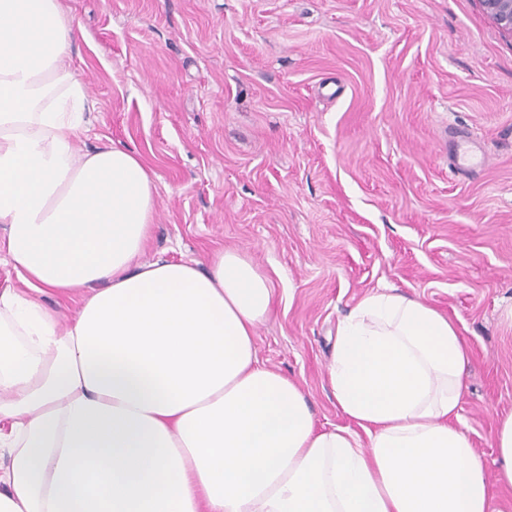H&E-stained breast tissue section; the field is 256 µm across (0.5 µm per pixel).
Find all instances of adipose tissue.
Returning <instances> with one entry per match:
<instances>
[{"label": "adipose tissue", "instance_id": "adipose-tissue-1", "mask_svg": "<svg viewBox=\"0 0 512 512\" xmlns=\"http://www.w3.org/2000/svg\"><path fill=\"white\" fill-rule=\"evenodd\" d=\"M76 28L60 0H0V249L25 285L0 292V512H495L447 317L365 296L328 364L354 426L320 430L258 358L273 290L250 259L140 261L156 185L134 151L77 148ZM33 296L44 308L56 313L62 321H65L69 315H72L76 308L74 301L60 298L51 292L34 293Z\"/></svg>", "mask_w": 512, "mask_h": 512}]
</instances>
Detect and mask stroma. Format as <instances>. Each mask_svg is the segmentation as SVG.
<instances>
[{"label": "stroma", "instance_id": "obj_1", "mask_svg": "<svg viewBox=\"0 0 512 512\" xmlns=\"http://www.w3.org/2000/svg\"><path fill=\"white\" fill-rule=\"evenodd\" d=\"M70 65L157 186L142 261L234 248L275 290L260 361L318 429L336 328L394 288L448 317L472 364L461 417L487 472L512 412V36L480 0H62ZM487 158L449 168L447 129Z\"/></svg>", "mask_w": 512, "mask_h": 512}]
</instances>
